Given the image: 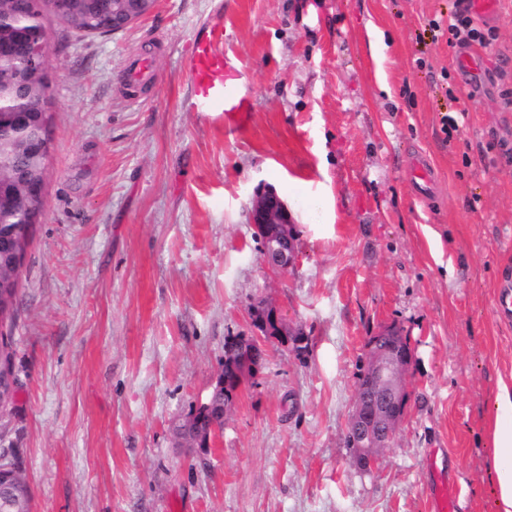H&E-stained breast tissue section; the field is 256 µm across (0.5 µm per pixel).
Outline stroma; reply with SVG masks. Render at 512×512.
<instances>
[{"label":"stroma","mask_w":512,"mask_h":512,"mask_svg":"<svg viewBox=\"0 0 512 512\" xmlns=\"http://www.w3.org/2000/svg\"><path fill=\"white\" fill-rule=\"evenodd\" d=\"M458 0H159L126 30L52 13L45 211L19 276L14 407L0 449L31 512H494L491 400L512 378V0L449 44ZM440 29L431 30V21ZM223 22L248 126L184 109L186 49ZM470 64H462L461 52ZM156 76L129 103L126 60ZM432 186L414 187L416 160ZM273 187L295 219L288 273L249 221ZM270 300L309 339L263 345L210 448L174 425L209 396L224 339ZM410 336V399L378 467L346 435L365 343ZM429 493L435 512H458L459 501L455 485L449 479L438 478L429 483Z\"/></svg>","instance_id":"obj_1"}]
</instances>
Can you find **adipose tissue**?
Listing matches in <instances>:
<instances>
[{"label":"adipose tissue","instance_id":"ef3b65f1","mask_svg":"<svg viewBox=\"0 0 512 512\" xmlns=\"http://www.w3.org/2000/svg\"><path fill=\"white\" fill-rule=\"evenodd\" d=\"M488 428L494 451L495 512H512V384L499 382Z\"/></svg>","mask_w":512,"mask_h":512}]
</instances>
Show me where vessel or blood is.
<instances>
[{
    "label": "vessel or blood",
    "mask_w": 512,
    "mask_h": 512,
    "mask_svg": "<svg viewBox=\"0 0 512 512\" xmlns=\"http://www.w3.org/2000/svg\"><path fill=\"white\" fill-rule=\"evenodd\" d=\"M224 26L215 22L196 34L187 56L190 93L184 107L191 112L223 115L224 124L232 129L244 127L251 117V102L240 93L239 72L222 49ZM155 61L146 55L131 57L125 68L124 86L130 102H137L139 85L152 77ZM434 512H458L459 501L453 482L439 478L429 484Z\"/></svg>",
    "instance_id": "1"
}]
</instances>
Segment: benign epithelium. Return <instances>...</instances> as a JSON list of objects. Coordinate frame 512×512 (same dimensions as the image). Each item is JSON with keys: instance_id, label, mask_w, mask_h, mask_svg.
<instances>
[{"instance_id": "1", "label": "benign epithelium", "mask_w": 512, "mask_h": 512, "mask_svg": "<svg viewBox=\"0 0 512 512\" xmlns=\"http://www.w3.org/2000/svg\"><path fill=\"white\" fill-rule=\"evenodd\" d=\"M157 0H113L112 32L122 31L132 23L150 14ZM48 47L46 38H32L25 43L27 69L18 76V90L23 96L32 93L35 84H43L47 73ZM49 127L43 126L37 135L19 140L20 150L29 156V164L15 169L9 179L13 194L26 199L44 197L42 177L34 172V165L43 163L48 145ZM250 223L261 240V263L274 275H283L295 261V238L292 233L294 220L288 205L275 190L262 188L256 191L250 210ZM276 225L278 238L270 240L261 236V229ZM252 320L263 326L253 336L237 338V346L228 353L233 375L221 379L222 401L209 397L200 403L193 414L218 409L226 417L233 406L244 380L258 372L255 358L262 342L276 336L299 337L302 332L287 323L278 309L267 302L252 308ZM379 342L369 346L366 356L367 381L357 387L351 415V443L358 448L353 464L360 471L371 470L379 461L382 451L394 440L405 414L404 402L409 394L407 370L413 352L410 340L393 325L382 327Z\"/></svg>"}]
</instances>
